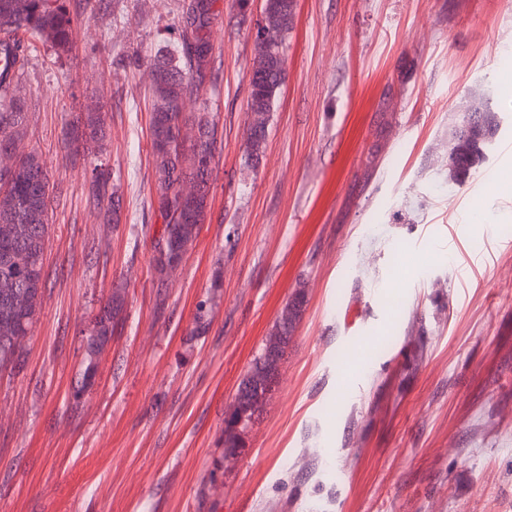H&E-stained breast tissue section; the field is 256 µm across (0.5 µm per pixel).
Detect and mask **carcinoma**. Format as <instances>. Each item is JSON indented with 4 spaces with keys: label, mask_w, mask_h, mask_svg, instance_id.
<instances>
[{
    "label": "carcinoma",
    "mask_w": 512,
    "mask_h": 512,
    "mask_svg": "<svg viewBox=\"0 0 512 512\" xmlns=\"http://www.w3.org/2000/svg\"><path fill=\"white\" fill-rule=\"evenodd\" d=\"M264 20L273 33L272 42H254L250 71L262 74L250 80L248 109L250 122L244 149V163L255 169L264 155L272 112L286 78L284 49L292 28L295 0H269ZM178 44L174 51L156 56L152 69L159 74L150 91L153 101L151 138L154 201L162 228L153 241L151 264L157 287L168 285V267L181 259L183 251L196 238L204 223L211 193V177L216 159L218 126L215 117L201 105L199 112H182L177 104L217 85L219 71L214 65V28L220 15L218 0H179ZM76 23L63 0H0V138L23 126L26 115L16 103L12 87L18 73L29 62L31 46L39 41L58 55L72 47ZM471 104L462 113L452 132L448 150V179L463 182L484 161L487 146L497 128L496 116L469 92ZM106 138V120L101 112H84L71 129L70 145L89 150L101 147ZM202 184L196 194H184L191 180ZM90 202L106 207L112 221L119 222L122 198L110 184L107 163L96 159L87 172ZM51 202L49 176L41 156L19 153L9 174L0 173V249L9 250L11 265L0 258V283L11 284V293L22 297L13 310L0 302V368L23 367L27 350H14L4 336L21 328H33L42 309L45 292V241ZM125 299L121 290L112 292L101 305L84 342L80 392L95 384L99 357L106 342L121 322ZM306 304L299 289L287 301L293 321L301 319ZM291 331L274 323L263 346L240 382L242 386L262 385L267 380L264 357L274 348L286 353ZM267 400L243 399L238 408L248 420L263 415Z\"/></svg>",
    "instance_id": "1"
}]
</instances>
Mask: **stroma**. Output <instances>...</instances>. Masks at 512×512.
I'll use <instances>...</instances> for the list:
<instances>
[{
    "label": "stroma",
    "mask_w": 512,
    "mask_h": 512,
    "mask_svg": "<svg viewBox=\"0 0 512 512\" xmlns=\"http://www.w3.org/2000/svg\"><path fill=\"white\" fill-rule=\"evenodd\" d=\"M232 4L210 208L165 289L148 63L178 0H65L71 52L38 46L18 77L19 148L45 162L51 207L39 322L24 367L0 371V512H512V0H296L254 170L253 22ZM475 87L500 126L459 185L448 147ZM95 104L115 226L66 152ZM120 283L122 323L74 404L82 331ZM300 287L275 393L223 458L238 384Z\"/></svg>",
    "instance_id": "stroma-1"
}]
</instances>
